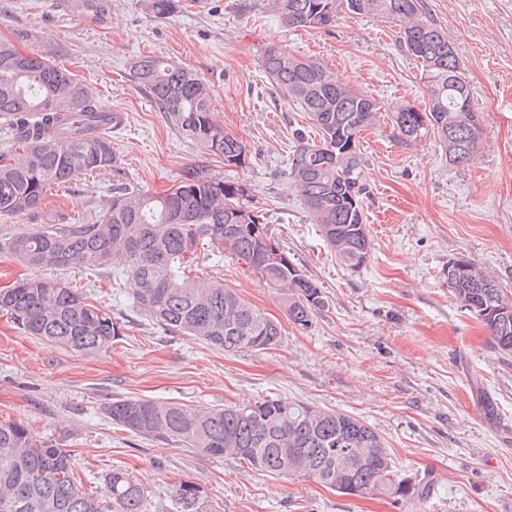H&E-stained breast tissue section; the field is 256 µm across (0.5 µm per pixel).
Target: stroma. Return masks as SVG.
<instances>
[{"label":"stroma","mask_w":512,"mask_h":512,"mask_svg":"<svg viewBox=\"0 0 512 512\" xmlns=\"http://www.w3.org/2000/svg\"><path fill=\"white\" fill-rule=\"evenodd\" d=\"M155 15L149 0H104L93 19L64 0H0V39L66 63L124 120L112 145L127 182L149 192L173 187L196 166L246 182L291 258L317 282L325 306L308 328L289 322L274 290L231 256L200 265L277 318L278 346L225 354L175 335L141 315L130 280L113 286L112 312L126 320L111 352L88 356L25 336L0 315V419L22 418L67 445L84 490L128 469L164 512L168 490L192 480L212 512H512V355L461 308L442 271L463 254L512 292V0H425L453 43L482 112L476 163L448 165L433 140L408 146L388 117L361 138L369 262L342 267L292 190V132L306 127L261 67L277 44L324 63L383 104L422 106L416 62L390 21L345 15L330 27L286 25L272 0H175ZM158 55L197 73L212 91L214 118L250 149L246 168H228L182 136L132 81L135 55ZM110 173L81 175L51 192L36 214L0 218V238L80 212L98 215ZM483 387L500 418L488 422L474 396ZM171 401L212 409L266 397L355 416L385 440L399 474L431 482L424 501L382 494L343 496L301 476L256 473L177 443L112 424L113 398Z\"/></svg>","instance_id":"stroma-1"}]
</instances>
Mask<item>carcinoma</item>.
<instances>
[{"label":"carcinoma","mask_w":512,"mask_h":512,"mask_svg":"<svg viewBox=\"0 0 512 512\" xmlns=\"http://www.w3.org/2000/svg\"><path fill=\"white\" fill-rule=\"evenodd\" d=\"M291 28L335 24L343 14L398 22L405 51L421 70L424 108L393 113L407 143L434 138L453 166L475 160L482 145L480 110L456 49L426 16L425 0H274ZM262 67L284 97L306 112L316 137L292 132L291 186L313 223L350 270L366 265L371 240L362 207L361 134L385 106L336 79L323 63L276 44ZM131 77L187 139L241 167L247 145L212 119V92L198 75L163 56L143 55ZM109 110L62 62L25 53L0 40V217L35 213L48 192L90 171H110L112 193L94 221L68 217L58 227L35 225L0 239V254L29 266L78 268L108 279L112 266L135 281L140 314L179 335L226 353L263 351L278 344V322L234 290L193 273L199 248L227 253L275 290L295 325L305 329L325 306L319 286L269 231L250 187L190 168L164 193L131 188L112 146ZM448 288L488 329L497 350L512 354V297L494 276L464 256L448 261ZM108 293L46 278H23L0 289V313L27 336L86 355L106 354L123 335ZM489 421L494 400L476 389ZM113 423L143 437L177 442L212 458H232L252 471L304 476L346 496L380 492L395 500H426L433 487L408 485L384 438L361 420L303 402L260 399L198 411L155 399H116L104 407ZM150 492L127 470L114 468L103 487L86 492L77 463L61 444L39 438L25 420H0V512H148ZM166 512H210L207 493L182 480Z\"/></svg>","instance_id":"cac0c4a2"}]
</instances>
